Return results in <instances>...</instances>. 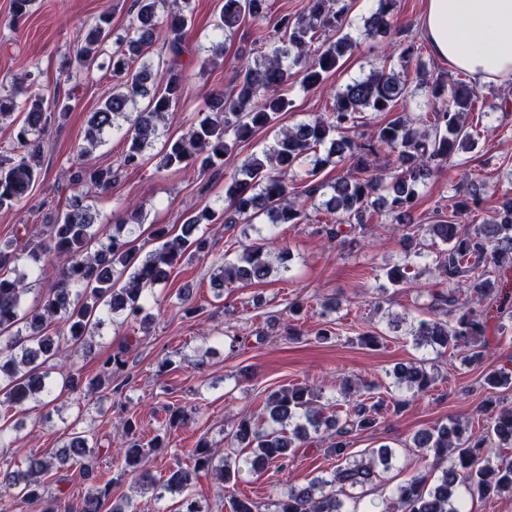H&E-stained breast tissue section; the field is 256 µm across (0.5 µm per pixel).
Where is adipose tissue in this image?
I'll return each mask as SVG.
<instances>
[{"label":"adipose tissue","instance_id":"adipose-tissue-1","mask_svg":"<svg viewBox=\"0 0 512 512\" xmlns=\"http://www.w3.org/2000/svg\"><path fill=\"white\" fill-rule=\"evenodd\" d=\"M422 29L433 52L476 83L512 79V0H428Z\"/></svg>","mask_w":512,"mask_h":512}]
</instances>
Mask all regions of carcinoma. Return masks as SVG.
Returning a JSON list of instances; mask_svg holds the SVG:
<instances>
[{
  "mask_svg": "<svg viewBox=\"0 0 512 512\" xmlns=\"http://www.w3.org/2000/svg\"><path fill=\"white\" fill-rule=\"evenodd\" d=\"M304 2L299 13L276 20L277 38L262 62L241 65L235 91L214 94L209 112L186 135L164 142L159 168L179 169L191 161L203 168L224 164L220 154L231 153L236 143L273 125L278 114L288 109L281 90L294 76H300L307 88H319L360 41L387 34L396 0H379L357 39L341 33L347 9L342 0ZM133 6L127 35L108 54L102 48L109 36L107 15L81 31L83 47L77 64L81 69H105L113 80L112 93L88 120V146L80 154L90 153L102 143L104 134L113 131L127 141L121 166L138 169L183 94L187 67L183 38L188 18L179 0H133ZM268 10V0H224L215 27L227 41L248 20H267ZM327 31L337 33L336 40L320 41ZM160 38L168 55L163 61V79L157 83L142 59ZM399 49L400 70L374 69L346 84L336 91L331 112L283 130L269 151L246 158L230 175L224 184L225 228L252 227L265 218L270 231L242 245L234 260L218 266L212 284L246 287L267 279L270 247L277 241L275 228L299 224L304 216L290 200L293 184L316 176L324 167L335 162L348 165L346 175L323 193L322 208L332 220L326 233L334 240L347 231L364 229L366 213L377 202L395 220L410 219L419 188L433 169L474 149L479 133L469 115L477 99L475 87L459 81L449 91L443 80L424 71L414 43H401ZM412 69L413 79L409 77ZM418 89L425 90L430 108L420 117V124L398 115L378 126L364 142L346 136L356 114L393 112ZM140 100L146 106L133 111ZM16 112L23 113L24 119L14 126L18 154L0 160V210L26 199L43 172L40 134L51 120V109L39 94L20 103L15 94L0 93V120ZM121 119L128 126L119 123ZM116 177L110 165L80 166L70 173L69 181L91 183L107 191ZM480 202V192L474 190L456 203L452 219L423 227L438 246L432 265L448 287L431 289L430 317L412 320L409 330L417 347L450 348L463 365L475 364L485 355L489 344L482 305L496 302L499 281L512 269V198L500 204L488 223H457L471 216ZM217 215L216 209L206 205L186 219L177 235L163 226L155 227L152 237L158 246L145 253L137 246L144 224L142 213L135 210L118 218L112 235L100 242L90 208L75 197L47 230L25 224L22 236L0 240V402L20 408L35 396H53L55 367L46 360L63 346L86 347V338L99 334L108 322L121 327L153 320L148 304L154 287L186 256L208 255L211 243L198 230ZM415 237L414 230L403 235L407 263L385 268L389 283L400 285L417 276L411 259L422 257V252ZM50 267L56 271L53 287L33 305L25 306L30 278L43 275ZM54 323L63 324V330L53 335L49 327ZM126 353L123 349L106 358L88 385L97 390L112 387L115 375L126 365ZM392 375L394 385L413 396L428 392L435 383L423 360L399 364ZM485 385L489 390L509 387L512 372H491ZM344 398V415L328 416L311 387L273 389L263 402V414L272 423L270 430H258L244 416L227 434L230 448H214L201 438L192 451L193 466L184 465L174 452L164 478L155 476V461L169 447L170 431L185 425L187 412L182 407L168 408L162 432L146 443L137 436V422L130 415L124 422L127 440L113 457L112 467L120 477L132 476L137 488H152L157 504L167 493L178 497L175 507L158 506L154 512H203L191 491L198 478L211 475L228 490L243 475L258 477L270 465L287 469L296 448L324 443L327 454L336 459L335 468L275 496L272 506L274 512H347L346 488L363 486L379 472L390 470L396 452L384 444L359 460L351 459V438L375 428L383 407L356 385L345 387ZM412 445L432 455V463L396 486L390 498L370 502L366 512H464L459 496L462 487L481 498L512 495V460L499 453L512 445L511 407L489 413L477 426L450 418L422 428L413 435ZM99 452L95 434L82 430L71 433L52 461L29 452L13 470L0 454V502L19 495L26 501L46 500V512H102L110 495L109 481L83 496L76 507L69 504L60 510L57 497L45 496L50 472L75 466L87 476L90 458Z\"/></svg>",
  "mask_w": 512,
  "mask_h": 512,
  "instance_id": "cac0c4a2",
  "label": "carcinoma"
}]
</instances>
